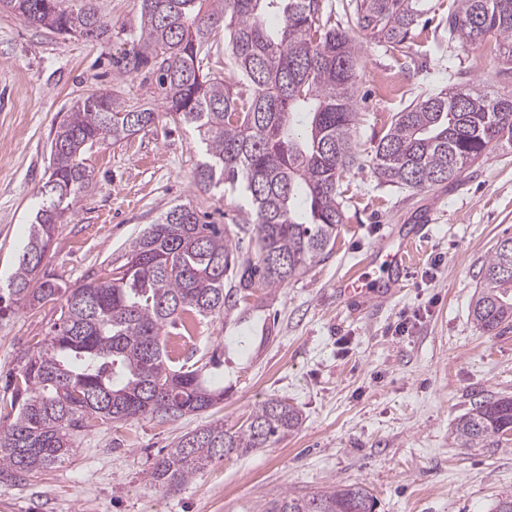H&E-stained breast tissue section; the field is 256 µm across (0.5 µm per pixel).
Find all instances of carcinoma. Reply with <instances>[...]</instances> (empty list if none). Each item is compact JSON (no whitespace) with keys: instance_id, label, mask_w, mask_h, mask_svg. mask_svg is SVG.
Masks as SVG:
<instances>
[{"instance_id":"cac0c4a2","label":"carcinoma","mask_w":512,"mask_h":512,"mask_svg":"<svg viewBox=\"0 0 512 512\" xmlns=\"http://www.w3.org/2000/svg\"><path fill=\"white\" fill-rule=\"evenodd\" d=\"M343 20L322 0H142L137 49L116 61L120 75L150 65L170 120L205 145L195 173L204 190L229 189L248 204L242 230L255 257H241L226 228L190 203L177 204L131 245L105 278L76 288L47 273L45 260L62 215L89 186L85 155L155 124L154 108H133L93 91L56 127L50 174L0 314L58 304L53 334L23 351L0 386V476L17 479L62 461L97 422L140 417L176 420L209 412L224 399L205 363L165 344V330L194 317L226 318L251 307L254 292L304 275L336 244L345 223L342 177L361 165L353 140L358 118L359 30L400 48L415 36L425 0H341ZM0 12L62 38L102 41L109 32L85 0H0ZM448 39L495 42L512 83V0H453ZM224 29V42L217 38ZM224 51V75L211 58ZM499 143H512V94L460 84L395 113L371 156L378 180L423 191L455 183ZM484 331L512 324V236L497 241L479 271L471 311ZM302 417L279 399L261 403L233 430L208 422L155 460L149 480L173 489L231 454L268 448L299 430ZM454 436L497 447L512 436V396L471 403ZM361 484L283 492L260 512H375Z\"/></svg>"}]
</instances>
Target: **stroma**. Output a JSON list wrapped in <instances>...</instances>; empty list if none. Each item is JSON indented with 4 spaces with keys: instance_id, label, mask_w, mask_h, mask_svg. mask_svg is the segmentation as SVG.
Masks as SVG:
<instances>
[{
    "instance_id": "stroma-1",
    "label": "stroma",
    "mask_w": 512,
    "mask_h": 512,
    "mask_svg": "<svg viewBox=\"0 0 512 512\" xmlns=\"http://www.w3.org/2000/svg\"><path fill=\"white\" fill-rule=\"evenodd\" d=\"M108 40L64 39L0 13V286H6L49 175L50 142L65 112L104 89L127 105L159 106L148 72L121 77L110 61L132 52L141 0H93ZM444 7H433L402 49L361 43L354 143L364 167L343 180L346 221L333 252L272 294L257 312L197 318L189 335L169 329L182 353L224 351V399L209 417L151 418L83 432L70 455L19 479L0 478V512H258L282 492L358 483L376 512H496L512 495V443L465 445L453 427L473 396H512V327L479 330L469 304L496 241L512 234V145L496 146L454 184L409 192L380 185L367 160L392 115L413 99L457 83L498 88L502 67L488 44L444 50ZM201 146L190 127L159 116L154 126L88 153L94 178L56 226L46 269L75 287L125 262L133 241L172 206L188 202L223 224L234 248L245 200L200 191ZM426 224L422 256L385 302L348 305L340 280L378 282L375 249ZM52 306L0 318V376L47 336ZM267 334L242 350L240 336ZM270 398L302 416L300 430L271 447L213 463L175 490L147 473L206 419L238 428Z\"/></svg>"
}]
</instances>
